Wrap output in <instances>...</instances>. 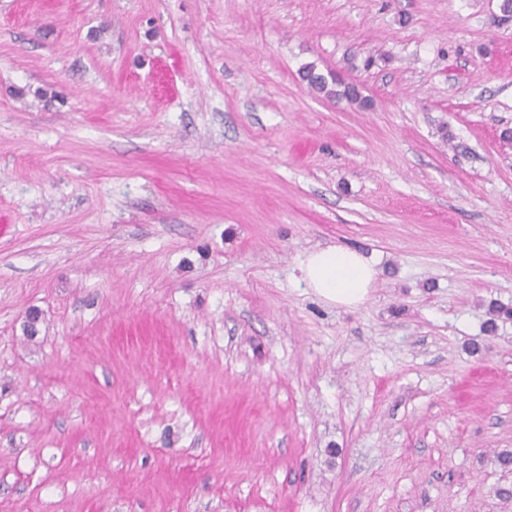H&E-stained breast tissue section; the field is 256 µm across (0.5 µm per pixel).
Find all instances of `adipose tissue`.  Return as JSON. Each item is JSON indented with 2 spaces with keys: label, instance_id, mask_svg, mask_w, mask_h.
I'll list each match as a JSON object with an SVG mask.
<instances>
[{
  "label": "adipose tissue",
  "instance_id": "ef3b65f1",
  "mask_svg": "<svg viewBox=\"0 0 512 512\" xmlns=\"http://www.w3.org/2000/svg\"><path fill=\"white\" fill-rule=\"evenodd\" d=\"M303 280L324 301L343 307L364 304L378 271L363 253L329 245L310 252L301 267Z\"/></svg>",
  "mask_w": 512,
  "mask_h": 512
}]
</instances>
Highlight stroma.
Instances as JSON below:
<instances>
[{
    "label": "stroma",
    "mask_w": 512,
    "mask_h": 512,
    "mask_svg": "<svg viewBox=\"0 0 512 512\" xmlns=\"http://www.w3.org/2000/svg\"><path fill=\"white\" fill-rule=\"evenodd\" d=\"M501 3L0 0V512H512ZM302 72H306L303 78L316 92L323 93L327 97L345 98L360 108L366 109L370 106L368 99L361 96L355 84L344 83L338 75H332L329 82L323 74L316 73L315 67L312 65L306 66ZM303 280L324 301L343 307L364 304L378 271L363 253L329 245L310 252L301 267Z\"/></svg>",
    "instance_id": "1"
}]
</instances>
